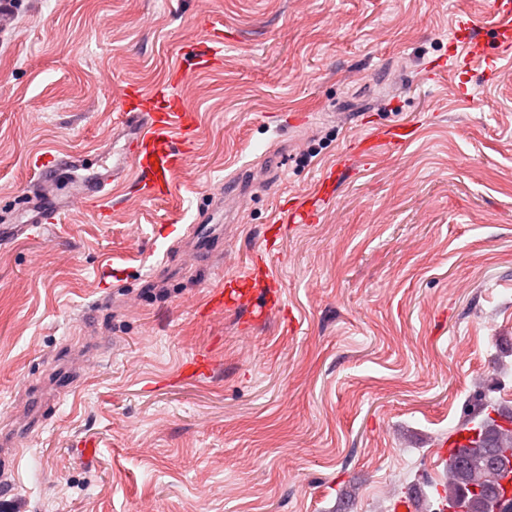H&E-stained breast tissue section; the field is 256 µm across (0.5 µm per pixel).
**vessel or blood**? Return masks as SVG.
Returning <instances> with one entry per match:
<instances>
[{"label": "vessel or blood", "instance_id": "obj_1", "mask_svg": "<svg viewBox=\"0 0 512 512\" xmlns=\"http://www.w3.org/2000/svg\"><path fill=\"white\" fill-rule=\"evenodd\" d=\"M489 23L464 14L457 22L454 39L459 43L463 63H470L474 54L484 50V33L493 30L499 54L512 53V0H487ZM141 106L127 109L125 122L130 129V150L126 157L112 166L91 171L90 176L74 186L69 195L58 197L54 210L44 208V188L52 181L48 168L35 171L23 204L30 217L16 225L17 234H24L35 224L60 223L64 211L73 205L92 201L108 208L112 191L126 183L129 172H136L143 196L152 198L169 192L170 179L186 159L185 146L197 123V115L171 89L159 86L141 93ZM407 137L400 128H389L360 137L359 153L365 160L376 159L383 151L400 150ZM318 199L311 196L294 202L289 209L291 220L298 224L313 223L317 216ZM268 265L257 262L245 273L233 274L226 287L215 288L211 307L235 309L252 302L253 285H266Z\"/></svg>", "mask_w": 512, "mask_h": 512}]
</instances>
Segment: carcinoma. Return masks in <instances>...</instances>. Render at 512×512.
Instances as JSON below:
<instances>
[{
	"instance_id": "1",
	"label": "carcinoma",
	"mask_w": 512,
	"mask_h": 512,
	"mask_svg": "<svg viewBox=\"0 0 512 512\" xmlns=\"http://www.w3.org/2000/svg\"><path fill=\"white\" fill-rule=\"evenodd\" d=\"M471 435V451L465 458L448 459L455 482L437 493L453 512H512V497L496 490L497 482L487 479L512 463V411L505 414L492 397L476 395L463 407V416L448 428V438Z\"/></svg>"
}]
</instances>
